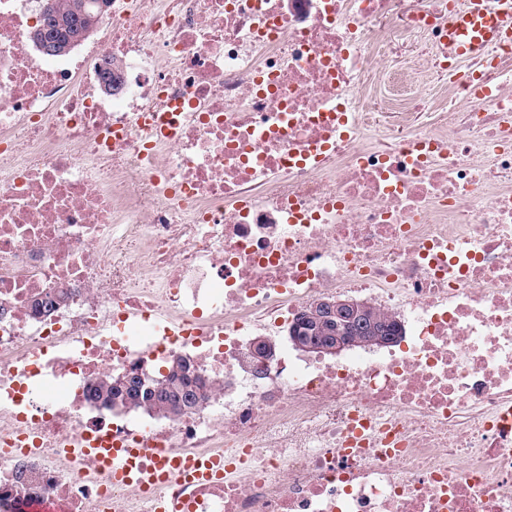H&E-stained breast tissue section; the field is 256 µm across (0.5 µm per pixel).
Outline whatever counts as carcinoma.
<instances>
[{
  "instance_id": "obj_1",
  "label": "carcinoma",
  "mask_w": 512,
  "mask_h": 512,
  "mask_svg": "<svg viewBox=\"0 0 512 512\" xmlns=\"http://www.w3.org/2000/svg\"><path fill=\"white\" fill-rule=\"evenodd\" d=\"M98 13L95 0H53L48 12L45 38L49 42L51 57L70 53L76 46V37L84 29L97 25L93 16ZM305 335L320 340L329 346L335 341L334 329L316 317L305 320ZM90 399L100 403L104 410L116 408H141L159 417L178 413V408H197L206 399L204 385L187 374L184 360L179 359L169 366L162 381L145 388L138 395L127 394L115 385V377L106 374L91 388Z\"/></svg>"
}]
</instances>
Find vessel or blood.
<instances>
[{"label":"vessel or blood","instance_id":"obj_1","mask_svg":"<svg viewBox=\"0 0 512 512\" xmlns=\"http://www.w3.org/2000/svg\"><path fill=\"white\" fill-rule=\"evenodd\" d=\"M512 38V0H464L461 8L448 15V56L451 63L479 56L489 46ZM96 456L113 481L123 482L137 475L141 485L154 488L170 479L199 481L221 473L222 459L166 456L162 469L134 473L136 455L124 448H99Z\"/></svg>","mask_w":512,"mask_h":512}]
</instances>
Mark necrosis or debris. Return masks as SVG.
<instances>
[{
	"label": "necrosis or debris",
	"instance_id": "obj_1",
	"mask_svg": "<svg viewBox=\"0 0 512 512\" xmlns=\"http://www.w3.org/2000/svg\"><path fill=\"white\" fill-rule=\"evenodd\" d=\"M42 6L0 0V512H512V43L449 68L448 0H112L49 62ZM339 295L401 342L254 375ZM177 359L181 417L89 399ZM72 442L226 472L146 493ZM366 314L368 317L374 318L378 322L380 332L374 334L361 333L360 336H385V331H387L386 328H389L394 324L393 316L375 307L368 308ZM396 323L397 325L392 326L391 328L393 331L391 336H385L384 339L380 340L381 344H394L398 341L399 336L397 335L401 330V326L397 321ZM276 354L275 346L264 339H257L253 343L250 350V361L257 377L261 378L267 375Z\"/></svg>",
	"mask_w": 512,
	"mask_h": 512
}]
</instances>
